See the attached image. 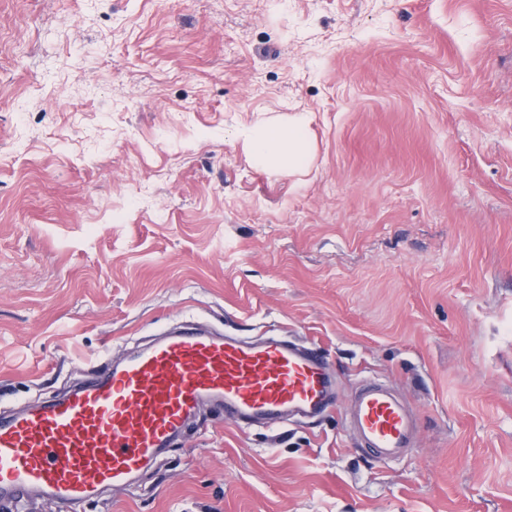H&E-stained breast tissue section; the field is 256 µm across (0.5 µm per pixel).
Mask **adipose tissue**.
<instances>
[{
	"label": "adipose tissue",
	"mask_w": 512,
	"mask_h": 512,
	"mask_svg": "<svg viewBox=\"0 0 512 512\" xmlns=\"http://www.w3.org/2000/svg\"><path fill=\"white\" fill-rule=\"evenodd\" d=\"M244 144L249 162L261 170L302 171L312 156L309 118L300 112L287 121L249 129Z\"/></svg>",
	"instance_id": "adipose-tissue-1"
}]
</instances>
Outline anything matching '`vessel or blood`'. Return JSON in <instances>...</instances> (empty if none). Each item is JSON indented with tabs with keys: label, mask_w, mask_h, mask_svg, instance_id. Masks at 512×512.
Returning a JSON list of instances; mask_svg holds the SVG:
<instances>
[{
	"label": "vessel or blood",
	"mask_w": 512,
	"mask_h": 512,
	"mask_svg": "<svg viewBox=\"0 0 512 512\" xmlns=\"http://www.w3.org/2000/svg\"><path fill=\"white\" fill-rule=\"evenodd\" d=\"M327 358L287 337L178 327L63 394L0 418V512L49 497L68 512L131 485L206 404L246 429L316 420L333 409ZM344 420L358 448L396 459L418 443L419 417L386 382H364Z\"/></svg>",
	"instance_id": "b4317fda"
}]
</instances>
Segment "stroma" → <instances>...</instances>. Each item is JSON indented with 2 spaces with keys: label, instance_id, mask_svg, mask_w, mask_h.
Instances as JSON below:
<instances>
[{
  "label": "stroma",
  "instance_id": "1",
  "mask_svg": "<svg viewBox=\"0 0 512 512\" xmlns=\"http://www.w3.org/2000/svg\"><path fill=\"white\" fill-rule=\"evenodd\" d=\"M298 112L308 172L253 166ZM179 326L320 348L335 409H203L80 512H512V0H0V412ZM357 447L379 460L397 459L416 448L419 417L386 382L365 381L344 412Z\"/></svg>",
  "mask_w": 512,
  "mask_h": 512
}]
</instances>
